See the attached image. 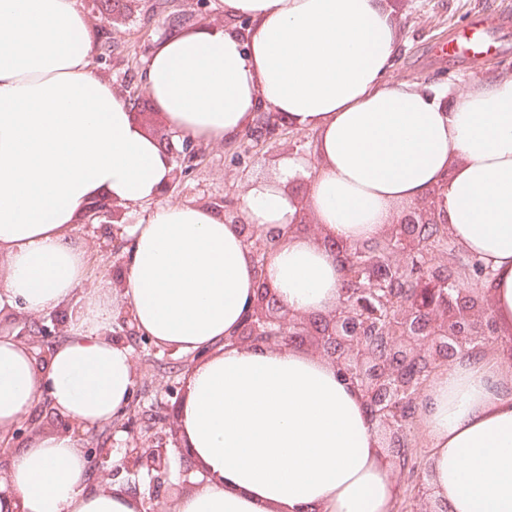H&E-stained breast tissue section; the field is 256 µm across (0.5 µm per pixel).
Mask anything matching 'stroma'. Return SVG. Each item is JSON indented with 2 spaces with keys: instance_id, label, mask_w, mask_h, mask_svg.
I'll return each instance as SVG.
<instances>
[{
  "instance_id": "1",
  "label": "stroma",
  "mask_w": 512,
  "mask_h": 512,
  "mask_svg": "<svg viewBox=\"0 0 512 512\" xmlns=\"http://www.w3.org/2000/svg\"><path fill=\"white\" fill-rule=\"evenodd\" d=\"M400 28V43L388 79H407L435 84L455 94L465 90L470 79L481 73L512 74V27L501 32L499 52L479 62L461 64L435 56L437 44L474 16L502 14L512 19V0H390ZM135 16L126 24L111 18L94 21V47L110 43L112 55L94 63L97 77L127 85L129 92L142 89V72L157 41L166 35L171 14H179L180 29L224 23L221 0H204L202 10L192 11L188 0H136ZM316 135L311 131L282 128L270 144L253 146L245 136L222 144H200L192 173L167 193L170 201L205 204L239 200L249 179L272 173L285 155L314 165ZM77 237L89 251L94 282L110 280L120 271L124 251L112 238L108 225H80ZM129 345L137 368V384L129 403L134 429L154 421L167 444L179 437L175 403L185 389L187 357L167 353L141 336Z\"/></svg>"
}]
</instances>
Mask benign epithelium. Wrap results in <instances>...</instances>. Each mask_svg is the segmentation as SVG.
Wrapping results in <instances>:
<instances>
[{
    "label": "benign epithelium",
    "mask_w": 512,
    "mask_h": 512,
    "mask_svg": "<svg viewBox=\"0 0 512 512\" xmlns=\"http://www.w3.org/2000/svg\"><path fill=\"white\" fill-rule=\"evenodd\" d=\"M280 121L273 112H263L256 126L248 129L246 135L258 134L267 141L278 136ZM167 152L183 166V171L193 168L199 148L188 137L173 140L168 136L161 140ZM436 194L406 212L400 221L391 225L384 233L386 243L393 247L395 256L410 261L417 255L419 244L409 229L411 224L439 223L440 215L435 205ZM118 205L110 199H97L89 207L90 219L116 218ZM225 218L240 225L244 241L253 260L264 252L263 241L256 238L250 225L242 221L239 208L224 206ZM447 281L436 270L431 269L419 279L418 287L411 290L410 301L404 306L399 317L402 320L398 349L392 351L395 359L410 358L428 349V360L447 363L476 341L474 325L486 327L487 334H494V321L489 308L475 303L467 291L457 289V297L440 293ZM366 301L356 299L350 288L348 277H343L338 308L326 316H286L282 306L263 289L258 292L251 310L236 334L231 336L234 344H266L302 348L313 342L316 348L327 356L343 373L354 388L361 391L373 424L387 431L386 447L397 452L398 431L395 421L399 419L398 399L409 392L410 386L393 371L391 361L377 360L371 351L372 337L366 335L371 323L362 315L361 308ZM66 313L52 312L43 318L38 329L33 330L26 319L15 318L16 338L25 344L41 349L38 358L50 352L53 340L64 335ZM119 328L112 336L121 341L137 336L132 314L124 312L118 319ZM93 465L104 469L111 465L137 474L141 471L159 481L167 474L170 464V450L162 441L144 446L139 439L126 443V448L117 463H112L108 448L94 449Z\"/></svg>",
    "instance_id": "1"
}]
</instances>
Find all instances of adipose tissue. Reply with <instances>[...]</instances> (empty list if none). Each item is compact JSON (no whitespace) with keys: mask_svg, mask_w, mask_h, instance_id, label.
Segmentation results:
<instances>
[{"mask_svg":"<svg viewBox=\"0 0 512 512\" xmlns=\"http://www.w3.org/2000/svg\"><path fill=\"white\" fill-rule=\"evenodd\" d=\"M227 25L158 40L144 89L169 126L214 144L258 112L316 132L315 168L285 156L251 181L245 223L276 237L256 269L222 210L159 202L173 166L96 77L80 0H0V311L67 313L46 359L0 336V443L42 393L89 428L128 405L137 374L112 322L129 311L156 345L205 351L186 377L180 441L206 474L164 512H393L396 474L364 399L326 358L235 345L266 284L293 315L339 305L336 246L375 239L429 193L483 281L498 351L460 353L424 389L417 423L444 512H512V74L477 75L458 96L386 80L400 39L387 0H223ZM249 20L246 29L234 21ZM309 179L305 196L288 186ZM134 208L117 282L89 286L76 237L90 203ZM318 238L297 236L300 210ZM91 485L80 438L37 432L0 478V512H142Z\"/></svg>","mask_w":512,"mask_h":512,"instance_id":"adipose-tissue-1","label":"adipose tissue"}]
</instances>
